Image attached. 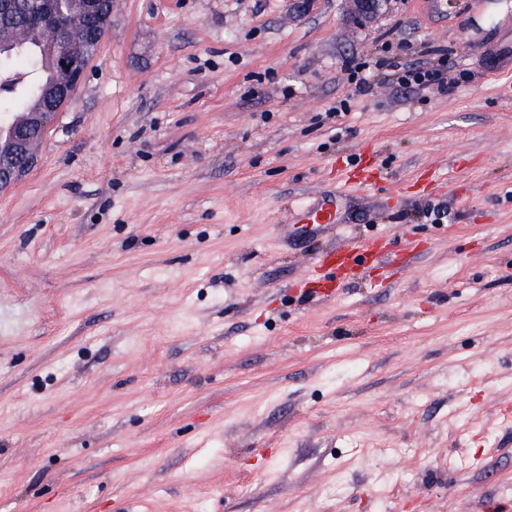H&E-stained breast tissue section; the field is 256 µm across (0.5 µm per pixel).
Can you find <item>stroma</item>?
<instances>
[{"label":"stroma","mask_w":512,"mask_h":512,"mask_svg":"<svg viewBox=\"0 0 512 512\" xmlns=\"http://www.w3.org/2000/svg\"><path fill=\"white\" fill-rule=\"evenodd\" d=\"M505 28L512 0H112L0 189V512L512 505V72L483 52ZM441 55L445 95L344 70ZM365 160L399 201L281 238ZM370 229L418 250L302 294Z\"/></svg>","instance_id":"35a3bbf8"}]
</instances>
